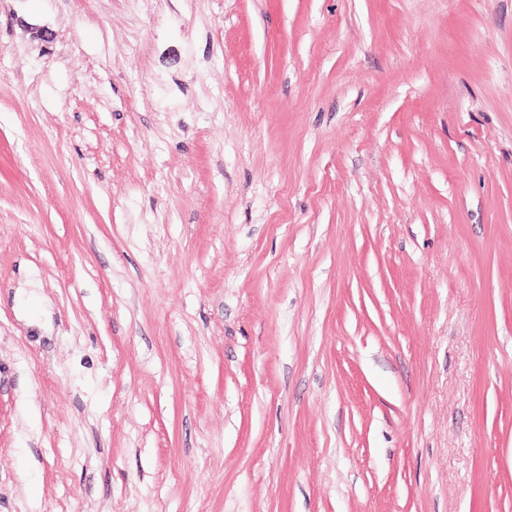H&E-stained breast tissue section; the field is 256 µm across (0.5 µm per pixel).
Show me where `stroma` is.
I'll return each mask as SVG.
<instances>
[{"label": "stroma", "instance_id": "35a3bbf8", "mask_svg": "<svg viewBox=\"0 0 512 512\" xmlns=\"http://www.w3.org/2000/svg\"><path fill=\"white\" fill-rule=\"evenodd\" d=\"M0 512H512V0H0Z\"/></svg>", "mask_w": 512, "mask_h": 512}]
</instances>
